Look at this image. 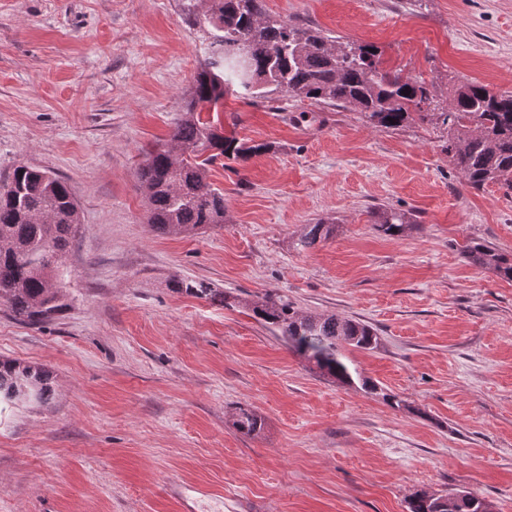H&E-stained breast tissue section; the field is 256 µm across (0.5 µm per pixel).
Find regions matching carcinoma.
<instances>
[{
  "label": "carcinoma",
  "mask_w": 512,
  "mask_h": 512,
  "mask_svg": "<svg viewBox=\"0 0 512 512\" xmlns=\"http://www.w3.org/2000/svg\"><path fill=\"white\" fill-rule=\"evenodd\" d=\"M186 12L210 40L211 55L201 64L170 141L146 152L139 180L148 223L165 234H196L224 223V190L210 182L211 167L223 160L246 161L269 150L203 112L224 111L230 88L249 100L284 91L299 100L360 112L374 125L397 128L417 118L439 121L448 132V162L466 184H494L512 191V92L466 80L448 84L445 100L438 87L421 77L382 66L374 45L342 41L302 24L268 15L263 0H185ZM375 229L398 237L415 223L412 213L377 207ZM79 205L67 183L45 170L20 163L0 192V302L28 325L42 324L66 308L60 270L77 233ZM334 224L320 219L305 225L296 250L308 251L329 239ZM466 260L512 281V255L472 241ZM187 294L228 304L213 288L185 285ZM253 315L280 336L297 356L322 375L343 385L358 383L369 394L379 386L362 377L348 348L373 350L376 330L336 314L305 315L270 291L244 302ZM50 373L43 366L0 361V407L30 398L50 399ZM237 431L255 434L262 419L240 407ZM484 499L465 491L453 512H480ZM408 512H448V497L415 492Z\"/></svg>",
  "instance_id": "carcinoma-1"
}]
</instances>
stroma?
Returning a JSON list of instances; mask_svg holds the SVG:
<instances>
[{"instance_id": "stroma-1", "label": "stroma", "mask_w": 512, "mask_h": 512, "mask_svg": "<svg viewBox=\"0 0 512 512\" xmlns=\"http://www.w3.org/2000/svg\"><path fill=\"white\" fill-rule=\"evenodd\" d=\"M183 3L0 0V188L17 164L44 169L81 214L66 309L31 326L0 304V359L44 365L54 385L44 404L0 414V512H407L418 490L512 512V281L462 256L473 240L512 253V196L469 188L438 124L229 96L225 130L270 151L213 167L223 224L157 232L138 172L208 54ZM264 5L440 89L512 92V0ZM383 205L415 224L381 234ZM319 219L335 234L296 251ZM270 290L375 328L377 349L347 355L406 408L293 354L242 305ZM241 407L260 433L234 428Z\"/></svg>"}]
</instances>
